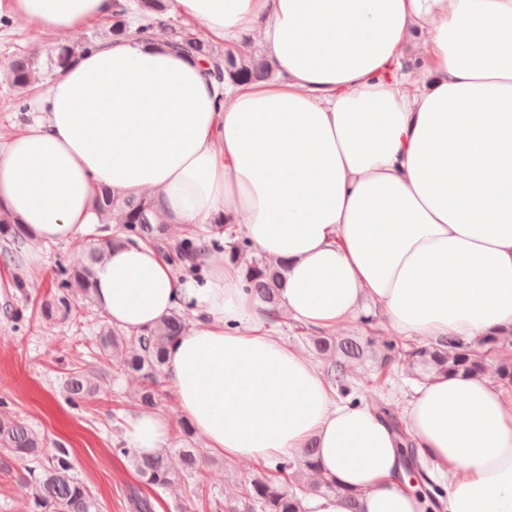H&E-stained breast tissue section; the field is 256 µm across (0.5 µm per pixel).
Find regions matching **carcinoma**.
Listing matches in <instances>:
<instances>
[{
    "mask_svg": "<svg viewBox=\"0 0 512 512\" xmlns=\"http://www.w3.org/2000/svg\"><path fill=\"white\" fill-rule=\"evenodd\" d=\"M166 10V0H131L119 4L112 17V36L145 37L161 22ZM168 40L172 47L209 62L216 80L224 85L270 80L276 74L269 60L257 58L244 49L222 53L199 32L173 28ZM98 44L99 41L93 37H81L58 45L51 62L54 68L62 69L74 57ZM41 80L36 58L24 55L15 59L11 84L18 93L31 91ZM100 209L106 217L103 230L110 229L109 221L115 215L119 216L118 230L98 240L84 254L59 265L51 291L41 303L43 317L62 323L79 320L73 285L80 287L85 301L94 303L95 268L105 251L136 240L153 244L180 273L191 274L199 280L202 279L201 271L207 254L224 251L231 261L242 266L246 290L264 304L276 305L279 290L286 279V265L272 264L251 255L247 241L236 239L231 234L223 236L224 225L217 224L210 231H184L173 238L145 196L118 199L106 192L100 201ZM0 240L3 241L5 258L13 255L11 248H19L28 242L22 225L1 209ZM361 323L364 334L360 336L311 337L315 349L325 358L329 383L339 397L351 405L359 404L357 394L361 383L348 370L349 362L354 359H370L378 381L387 376L391 363L402 355L410 376L420 383L434 375L481 376L490 369L500 380L512 382V354L500 353V342L506 340L504 336H488L476 342L449 336L436 341L406 343L396 336L377 335L374 318L370 314L362 316ZM186 329L185 313L175 309L152 329L132 336L134 349L112 366L118 376L137 375L143 379L138 398L142 408L153 409L158 405L159 377L164 373L168 349ZM97 336L103 353L110 348L116 350L126 342L122 331L104 323L97 326ZM100 388L99 378L79 367L67 372L64 392L73 405L93 396ZM375 411L398 438L400 479H409V487L424 504L425 512H434L440 507V499L445 497L443 488L431 479L419 460L407 427L393 404L386 398L382 399L377 402ZM0 448L31 463L30 512H102L98 498L74 475L69 451L61 443L51 449L46 448L44 437L25 420L0 416ZM114 453L126 458L138 475L156 488L173 487L188 477L195 479L197 491L193 510L197 512L212 507L213 502L206 497V468L210 460L201 449L189 445L163 448L146 455L120 442ZM330 495H340L349 500L358 497L357 492L319 475L317 448L309 444L292 459L279 461L272 467H262L239 498L224 501V512H309L308 497Z\"/></svg>",
    "mask_w": 512,
    "mask_h": 512,
    "instance_id": "cac0c4a2",
    "label": "carcinoma"
}]
</instances>
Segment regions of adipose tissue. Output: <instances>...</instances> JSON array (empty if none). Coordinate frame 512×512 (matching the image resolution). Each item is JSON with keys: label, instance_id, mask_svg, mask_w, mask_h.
Returning <instances> with one entry per match:
<instances>
[{"label": "adipose tissue", "instance_id": "1", "mask_svg": "<svg viewBox=\"0 0 512 512\" xmlns=\"http://www.w3.org/2000/svg\"><path fill=\"white\" fill-rule=\"evenodd\" d=\"M214 44L247 35L275 78L219 91L165 42L110 38L35 91V121L0 141V208L34 242L99 223L102 190L147 197L181 229L216 220L284 263L278 308L315 331L362 300L401 336L512 332V0H169ZM113 0H0L39 36L110 21ZM423 63L403 79L405 52ZM95 303L130 333L175 307L190 328L165 374L210 452L275 461L315 443L359 512H421L392 429L333 400L313 361L267 328L239 267L181 281L153 246L107 251ZM420 456L448 479L444 512H512V385L433 377L408 402ZM137 411L124 439L167 445Z\"/></svg>", "mask_w": 512, "mask_h": 512}]
</instances>
